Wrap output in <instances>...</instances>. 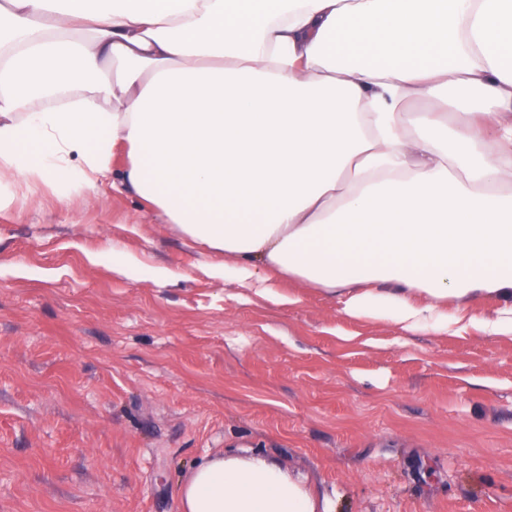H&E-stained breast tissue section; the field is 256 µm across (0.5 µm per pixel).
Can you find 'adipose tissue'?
Instances as JSON below:
<instances>
[{
  "label": "adipose tissue",
  "mask_w": 512,
  "mask_h": 512,
  "mask_svg": "<svg viewBox=\"0 0 512 512\" xmlns=\"http://www.w3.org/2000/svg\"><path fill=\"white\" fill-rule=\"evenodd\" d=\"M477 92L458 128L405 105ZM123 189L213 256L349 316L512 334L449 298L512 296V0H5L0 180L60 205ZM181 512H328L259 457L196 465Z\"/></svg>",
  "instance_id": "adipose-tissue-1"
}]
</instances>
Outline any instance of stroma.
Listing matches in <instances>:
<instances>
[{
	"instance_id": "1",
	"label": "stroma",
	"mask_w": 512,
	"mask_h": 512,
	"mask_svg": "<svg viewBox=\"0 0 512 512\" xmlns=\"http://www.w3.org/2000/svg\"><path fill=\"white\" fill-rule=\"evenodd\" d=\"M0 213V512H180L226 446L312 482L332 512H512V334L442 336L275 304L127 192L16 185ZM142 273L112 271V251ZM98 262H90V255ZM171 276L153 279L149 271Z\"/></svg>"
}]
</instances>
